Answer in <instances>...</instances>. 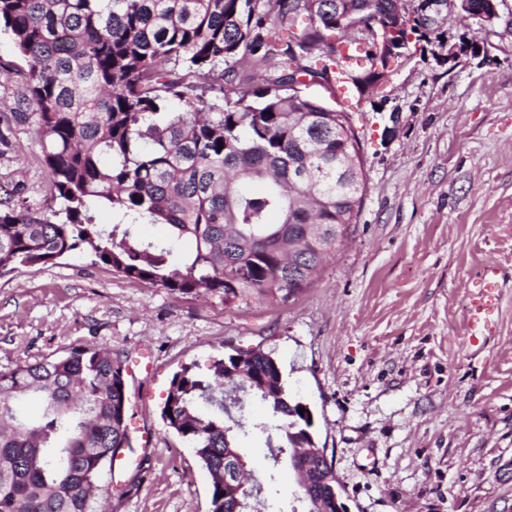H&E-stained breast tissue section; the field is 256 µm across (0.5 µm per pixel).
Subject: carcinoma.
Returning <instances> with one entry per match:
<instances>
[{"instance_id":"carcinoma-1","label":"carcinoma","mask_w":512,"mask_h":512,"mask_svg":"<svg viewBox=\"0 0 512 512\" xmlns=\"http://www.w3.org/2000/svg\"><path fill=\"white\" fill-rule=\"evenodd\" d=\"M394 0H0V26L26 60L23 91L11 108L41 140L64 219L54 223L18 186L0 185V277L54 265L79 251L128 279L175 297L205 294L224 305L253 298L286 303L321 277L324 259L356 223L367 190L360 139L344 107L288 85L336 83L395 61L376 41L346 37L336 15L387 26ZM440 38L416 24L405 37ZM363 64L344 65L345 46ZM249 57L258 78L240 76ZM225 89L210 96L216 68ZM121 214L98 224L92 205ZM280 221L269 222L272 214ZM165 224L167 241L133 226ZM306 224L321 240L288 255ZM190 239L182 255L175 242ZM124 355L79 345L0 371V512H96L112 449L130 448ZM245 385L276 424L243 408L224 413V388ZM37 394L42 413L19 410ZM279 363L260 350H235L209 372L184 366L170 381L164 424L192 448L211 476L209 512L235 508L224 489V450L241 435L267 436L271 467L284 450L312 445ZM305 512L328 488L300 486Z\"/></svg>"}]
</instances>
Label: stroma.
I'll return each instance as SVG.
<instances>
[{
  "label": "stroma",
  "mask_w": 512,
  "mask_h": 512,
  "mask_svg": "<svg viewBox=\"0 0 512 512\" xmlns=\"http://www.w3.org/2000/svg\"><path fill=\"white\" fill-rule=\"evenodd\" d=\"M476 54L445 62L446 45ZM26 68L0 33V101ZM350 121L367 191L320 281L287 303L175 298L81 252L0 277V370L79 344L141 360L126 376L132 448L105 469L104 512H209L210 478L161 408L183 365L260 347L308 403L348 512H512V0L491 24L449 11L441 40L395 67ZM0 183L59 210L32 124L0 122ZM503 278L484 341L463 331L481 266ZM150 446H143V439ZM266 437L241 455L264 512H291L290 465Z\"/></svg>",
  "instance_id": "1"
}]
</instances>
